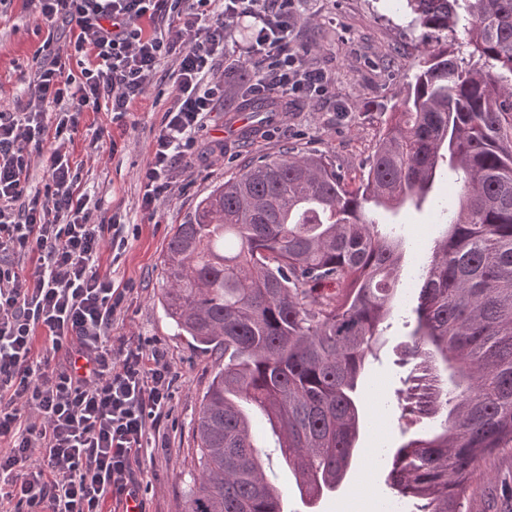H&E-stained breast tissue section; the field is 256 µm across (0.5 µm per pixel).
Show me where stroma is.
Segmentation results:
<instances>
[{
  "label": "stroma",
  "mask_w": 512,
  "mask_h": 512,
  "mask_svg": "<svg viewBox=\"0 0 512 512\" xmlns=\"http://www.w3.org/2000/svg\"><path fill=\"white\" fill-rule=\"evenodd\" d=\"M294 14L293 39L311 48L310 62L334 75L330 97L279 113L263 133L246 139L235 107L252 70L240 69L233 90L224 94L223 106L198 131L188 168L172 171V190L154 211L141 207L139 173L150 160L153 138L171 104L173 59L162 61L150 91L124 117L85 109L68 146L72 161L82 166L85 188L100 202L102 217L115 216L120 221L122 247L106 250L102 256L103 269L111 271L124 291L112 334L163 352L173 365L168 412L151 431L136 472L142 512H182L194 468L193 425L217 367L214 355L179 335L159 300L162 259L172 226L184 223L197 202L246 160L277 155L287 146L324 154L359 174L390 113L406 95L416 71L415 47L426 37L424 30L412 26L404 10L396 9L395 0H294ZM47 38L34 0H8L0 6V107L26 104L28 85L45 61L41 47ZM99 127L111 132L112 145L93 142L92 134ZM398 219L405 222L412 245L379 358L370 363L364 377L365 428L358 460L348 481L318 503V512H382L383 504L394 498L386 481L390 458L405 441L395 395L406 374L397 363L408 340L403 318L415 303L418 260L429 250L436 231L424 211L404 209ZM268 433V427H260L269 479L281 491L286 512H308L291 470ZM481 469L484 483L481 490L469 493V512H512V498L500 490L501 478L512 472V447L498 451Z\"/></svg>",
  "instance_id": "obj_1"
}]
</instances>
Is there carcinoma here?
Masks as SVG:
<instances>
[{
	"mask_svg": "<svg viewBox=\"0 0 512 512\" xmlns=\"http://www.w3.org/2000/svg\"><path fill=\"white\" fill-rule=\"evenodd\" d=\"M404 2L432 40L360 177L286 147L248 160L173 227L162 306L222 359L193 428L184 512H284L253 412L309 503L346 481L407 251L374 210L420 207L444 168L457 179L433 203L446 230L418 269L398 397L413 433L388 485L410 512H468L481 462L512 447V0Z\"/></svg>",
	"mask_w": 512,
	"mask_h": 512,
	"instance_id": "carcinoma-1",
	"label": "carcinoma"
}]
</instances>
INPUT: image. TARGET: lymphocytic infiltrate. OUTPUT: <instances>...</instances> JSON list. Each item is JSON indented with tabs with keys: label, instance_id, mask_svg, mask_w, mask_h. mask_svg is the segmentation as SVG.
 I'll return each mask as SVG.
<instances>
[{
	"label": "lymphocytic infiltrate",
	"instance_id": "lymphocytic-infiltrate-1",
	"mask_svg": "<svg viewBox=\"0 0 512 512\" xmlns=\"http://www.w3.org/2000/svg\"><path fill=\"white\" fill-rule=\"evenodd\" d=\"M42 23L68 32L50 47L25 106L0 110V507L5 512H103L137 498L134 467L164 418L172 367L163 352L113 341L122 298L100 270L112 224L65 147L85 108L129 112L173 57L171 106L142 171L154 210L236 72L232 33L259 19L245 58L252 96L325 97L334 78L292 39L294 0H37ZM78 60L79 73L69 72ZM53 139L43 189L29 145ZM36 256L33 273L22 262Z\"/></svg>",
	"mask_w": 512,
	"mask_h": 512
}]
</instances>
